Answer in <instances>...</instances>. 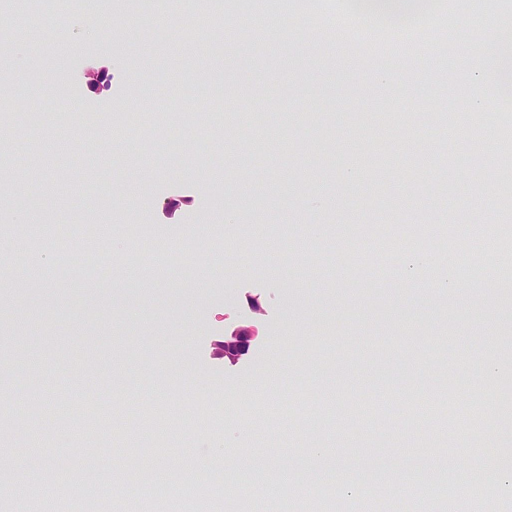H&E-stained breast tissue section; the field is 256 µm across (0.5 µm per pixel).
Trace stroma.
Segmentation results:
<instances>
[{"mask_svg":"<svg viewBox=\"0 0 512 512\" xmlns=\"http://www.w3.org/2000/svg\"><path fill=\"white\" fill-rule=\"evenodd\" d=\"M286 7L287 25L244 28L227 46L202 29L170 32L155 0H109L94 36L80 13L56 38L15 23L0 34L12 76L0 84L12 145L0 154V239L13 245L0 264L44 258L25 282L0 274V459L33 467L35 488L72 486L94 512H169L175 498L182 512H345L338 489L256 499L228 484L191 499L172 487V464L234 447L242 425L249 454L273 466L382 470L376 512H415L426 483H396L425 469L467 473L482 512H507L512 477L477 469L474 450L512 449V288L470 274L415 325L402 287L414 254L451 271L465 252L505 267L501 247L464 241L474 225L493 240L512 228V205L486 198L504 181L501 112L476 109L473 61L446 41L424 34L412 67L383 87L356 45L312 44L324 17L310 0ZM475 9L491 31L512 21V0H470L452 14L457 41L474 39ZM145 52L166 84L144 74ZM92 69L106 89L89 85ZM211 98L223 114L201 111ZM464 112L479 113L480 144L454 129ZM102 220L103 252L117 241L191 249L204 287L131 262L58 260L54 239L96 236ZM203 221L223 233V255L194 238ZM380 225L397 256L369 255ZM273 259L284 276L268 275ZM251 322L246 355H216L225 332ZM426 368L448 374L452 424L414 417L439 387L419 386ZM127 462L151 472V497L94 481Z\"/></svg>","mask_w":512,"mask_h":512,"instance_id":"stroma-1","label":"stroma"}]
</instances>
